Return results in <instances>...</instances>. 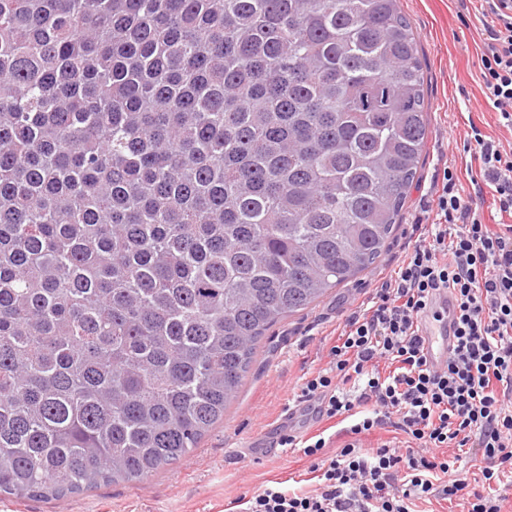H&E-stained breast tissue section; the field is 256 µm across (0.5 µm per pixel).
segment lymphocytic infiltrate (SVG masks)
I'll list each match as a JSON object with an SVG mask.
<instances>
[{"label":"lymphocytic infiltrate","instance_id":"lymphocytic-infiltrate-1","mask_svg":"<svg viewBox=\"0 0 512 512\" xmlns=\"http://www.w3.org/2000/svg\"><path fill=\"white\" fill-rule=\"evenodd\" d=\"M484 17L482 93L499 127L512 130V0H478ZM463 151L477 165L469 187L447 166L429 202L431 224L393 275L346 316L329 362L306 377L299 401L344 424L343 448L328 438L283 434L318 485L296 493L271 481L242 495V512H415L417 502L466 498L468 512H502L512 490V150L471 126ZM492 202L500 220L484 221ZM455 295L457 345L441 367L428 364L418 322L440 289ZM401 435L374 448L363 435ZM480 457L468 480L460 449Z\"/></svg>","mask_w":512,"mask_h":512}]
</instances>
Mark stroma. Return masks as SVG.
<instances>
[{
	"instance_id": "stroma-1",
	"label": "stroma",
	"mask_w": 512,
	"mask_h": 512,
	"mask_svg": "<svg viewBox=\"0 0 512 512\" xmlns=\"http://www.w3.org/2000/svg\"><path fill=\"white\" fill-rule=\"evenodd\" d=\"M420 49L428 99L429 135L418 180L401 211L388 249L356 279L329 290L312 307L283 319L263 339L251 371L217 424L190 456L142 480L109 483L59 499L16 500L0 496V512H239L237 498L269 480L299 491L314 489L307 463L291 449L266 452L261 441L280 431L288 400L305 373L327 361V351L350 309L394 268L410 239L412 224L434 222L420 201L447 164L469 178L460 149L470 124L512 145V132L498 127L481 90L483 18L457 0H400Z\"/></svg>"
}]
</instances>
